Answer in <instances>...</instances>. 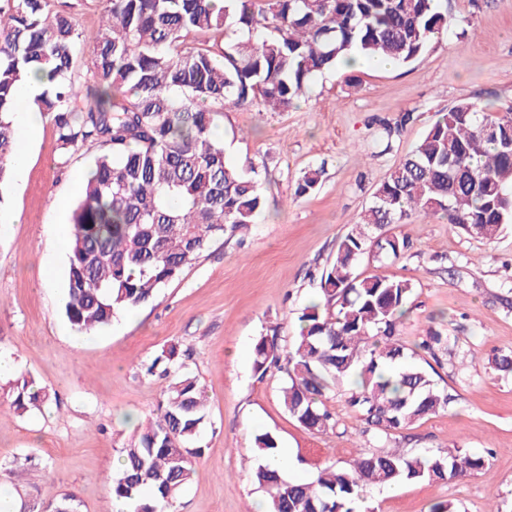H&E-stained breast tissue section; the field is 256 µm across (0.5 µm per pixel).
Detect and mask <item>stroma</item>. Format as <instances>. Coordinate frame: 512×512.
I'll return each instance as SVG.
<instances>
[{
  "mask_svg": "<svg viewBox=\"0 0 512 512\" xmlns=\"http://www.w3.org/2000/svg\"><path fill=\"white\" fill-rule=\"evenodd\" d=\"M48 4L70 13L84 43L93 44L101 0ZM448 15L471 21L467 38L449 27L411 64L338 66L317 75L306 99L286 112L225 107L217 137L240 169L263 166L262 212L249 230L212 241L155 301L120 313L92 336L80 335L64 314L68 255L57 238L72 214L56 204L63 197L78 203L72 184L98 151H80L60 165L53 126L42 119L25 168L0 196V220L21 217L0 237V357L14 365L12 376L0 379V497L10 512H42L50 496L65 494L76 496L80 512H113L115 463L141 423L157 414L167 384L146 367L172 345L207 396L202 454L176 512H252L264 502L251 480L261 461L254 446L260 433L290 449L291 480L357 456L364 424L341 393L326 399L337 425L306 430L283 406L281 373L255 375L254 345L275 331L288 341L298 335L340 242L441 113L463 99L494 110L512 104V0H448ZM311 167L323 170L319 188L295 196ZM385 232L408 237L411 250L398 259L365 252L356 274L410 280L402 340L414 344L434 328L457 337L459 352L443 360L435 378L453 398L450 409L399 430L390 446L407 457L459 448L488 462L453 483L369 487L367 505L372 512H427L449 500L460 512H512V377L490 366L512 355V225L486 241L441 216L416 213ZM21 377L46 391L41 410H14ZM26 455L37 467L23 480L9 478L7 464Z\"/></svg>",
  "mask_w": 512,
  "mask_h": 512,
  "instance_id": "35a3bbf8",
  "label": "stroma"
}]
</instances>
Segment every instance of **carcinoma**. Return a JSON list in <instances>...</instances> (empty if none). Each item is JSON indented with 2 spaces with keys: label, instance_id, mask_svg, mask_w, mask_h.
<instances>
[{
  "label": "carcinoma",
  "instance_id": "1",
  "mask_svg": "<svg viewBox=\"0 0 512 512\" xmlns=\"http://www.w3.org/2000/svg\"><path fill=\"white\" fill-rule=\"evenodd\" d=\"M46 0H0V200L15 154L16 90L30 75L46 82L35 100L50 115L62 163L85 146L95 157L73 214L64 313L82 333L109 326L121 312L153 301L210 242L254 223L264 201L259 181L226 159L212 135L224 106L254 102L272 112L297 106L313 77L356 57L406 65L442 32V0H104L103 31L85 52L71 18L45 11ZM216 54L186 48L190 31H225ZM512 107L492 111L462 99L427 130L388 173L372 205L339 244L320 277L321 302L305 309L291 343L259 337L253 368L263 379L284 373L283 404L312 432L336 425L323 402L348 384L346 404L372 434L348 465L292 482L268 465L253 472L269 512H371L367 485L460 480L485 466L460 450L406 457L388 448L393 432L448 409L452 397L408 357L422 350L453 353L456 340L429 329L413 350L398 324L413 293L407 279L359 277L367 244L395 258L408 237L385 236L415 212L442 215L467 234L494 239L512 224ZM322 169L308 170L295 196L315 191ZM47 400L22 379L13 406L26 412ZM205 421L196 377L175 372L159 415L122 450L112 494L133 512H173L194 472ZM266 459L276 437H255ZM49 512H79L71 495L48 501Z\"/></svg>",
  "mask_w": 512,
  "mask_h": 512
}]
</instances>
